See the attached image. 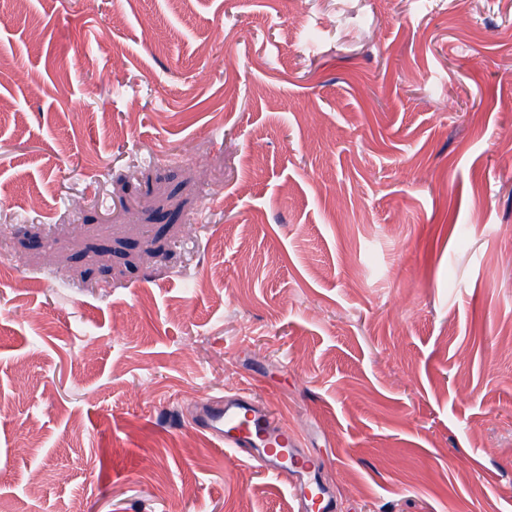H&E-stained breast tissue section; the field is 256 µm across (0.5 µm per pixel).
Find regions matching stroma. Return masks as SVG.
Masks as SVG:
<instances>
[{"label": "stroma", "instance_id": "obj_1", "mask_svg": "<svg viewBox=\"0 0 512 512\" xmlns=\"http://www.w3.org/2000/svg\"><path fill=\"white\" fill-rule=\"evenodd\" d=\"M512 512V0H0V512ZM195 425L235 456L257 462L282 479L301 512H335L336 502L319 479L322 460L297 447L295 435L280 425L269 410L254 400L251 388L201 404ZM289 459V465H288Z\"/></svg>", "mask_w": 512, "mask_h": 512}]
</instances>
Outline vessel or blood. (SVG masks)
I'll return each mask as SVG.
<instances>
[{
    "label": "vessel or blood",
    "mask_w": 512,
    "mask_h": 512,
    "mask_svg": "<svg viewBox=\"0 0 512 512\" xmlns=\"http://www.w3.org/2000/svg\"><path fill=\"white\" fill-rule=\"evenodd\" d=\"M195 425L225 451L247 457L282 479L298 512H336V502L319 478L320 458L299 448L295 436L255 401L251 389L201 405Z\"/></svg>",
    "instance_id": "1"
}]
</instances>
